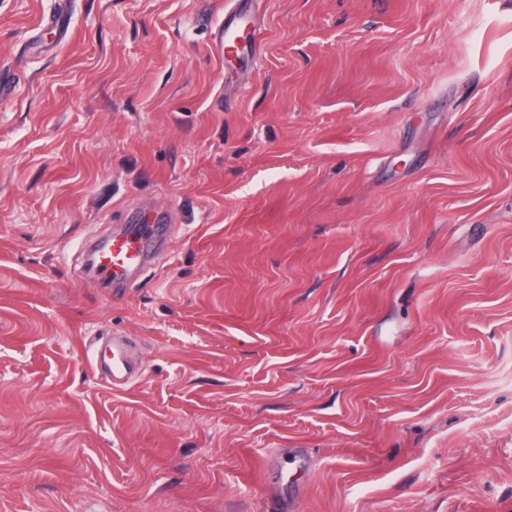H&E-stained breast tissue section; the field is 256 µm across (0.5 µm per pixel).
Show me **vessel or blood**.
<instances>
[{
  "instance_id": "obj_1",
  "label": "vessel or blood",
  "mask_w": 512,
  "mask_h": 512,
  "mask_svg": "<svg viewBox=\"0 0 512 512\" xmlns=\"http://www.w3.org/2000/svg\"><path fill=\"white\" fill-rule=\"evenodd\" d=\"M258 20L250 0H225L224 19L214 36L225 55H255ZM171 214L154 216L152 222L125 224L112 232L85 241V275L108 288L113 298H123L131 281L146 271L166 242ZM94 372L106 375L113 388L121 389L141 373L125 337L113 336L109 347L91 353Z\"/></svg>"
}]
</instances>
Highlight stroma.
Returning a JSON list of instances; mask_svg holds the SVG:
<instances>
[{
	"label": "stroma",
	"mask_w": 512,
	"mask_h": 512,
	"mask_svg": "<svg viewBox=\"0 0 512 512\" xmlns=\"http://www.w3.org/2000/svg\"><path fill=\"white\" fill-rule=\"evenodd\" d=\"M224 2L0 0V512H512V0ZM250 1L227 0L224 2V20L216 29L215 41L224 49V56L239 57L247 54L254 57L257 49L258 20L251 10ZM148 220L124 224L83 245L86 277L109 288L113 299L125 296L131 281L153 264L166 242L171 214H155L152 223ZM91 366L95 373L106 375L113 389H123L141 375L140 366L128 349L125 336L113 334L109 347L98 351L96 340L91 345Z\"/></svg>",
	"instance_id": "stroma-1"
}]
</instances>
